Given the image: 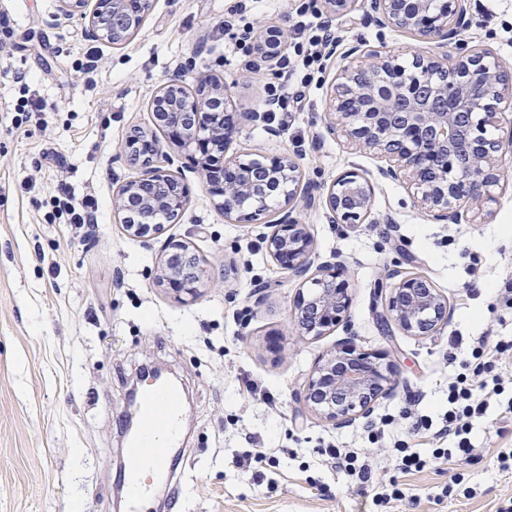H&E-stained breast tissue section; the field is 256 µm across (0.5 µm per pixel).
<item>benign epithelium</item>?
I'll list each match as a JSON object with an SVG mask.
<instances>
[{
    "instance_id": "benign-epithelium-1",
    "label": "benign epithelium",
    "mask_w": 512,
    "mask_h": 512,
    "mask_svg": "<svg viewBox=\"0 0 512 512\" xmlns=\"http://www.w3.org/2000/svg\"><path fill=\"white\" fill-rule=\"evenodd\" d=\"M64 17L78 14L86 21L88 34L119 44L137 27L129 9L130 0H57ZM467 0H371L375 21L381 26L406 30L421 41L456 45L452 56L421 57L415 61L417 76H405L396 58L375 49L364 54L375 58L370 66L345 70L343 82L325 116V128L336 133L342 125L349 138L364 149L378 150L388 159L379 174L398 181L407 176L421 189V208L442 224H465L469 213L488 199V188L498 181V162L512 152V128L501 137H484L486 127L498 123L499 112L512 109V78L505 67L490 62L483 49L456 40L471 26ZM283 32L260 36L255 70L281 50ZM181 85L162 87L152 102L156 125L167 130L184 147L208 152L213 175L209 183L221 196L224 216L254 219L274 199H294L298 172L288 159L260 161L249 165L223 158L224 146L237 135L244 122L266 120L264 112H233L226 101L224 85L213 83L186 101L176 98ZM155 141L152 132L130 137L124 149L144 169L137 181L122 186L115 207L123 215V227L131 237L149 246L164 225L157 221L160 208L179 214L186 195L171 194L172 171L157 165L156 154L141 144ZM325 205L334 221L361 224L372 213L374 185L357 171H347L322 189ZM270 257L289 276L311 280L315 292L299 294L294 322L302 336H321L347 324L352 303L349 288L337 281L339 255L314 264V248L306 225L292 215L272 225L264 237ZM164 252L182 255L174 268L163 263L158 281L178 292L191 293L201 280L198 254L183 243H168ZM385 282L378 285L382 322L388 328L415 336H431L448 321V300L422 276L400 266L387 268ZM395 384L392 361L379 354L342 347L321 359L303 386L300 397L306 406L338 426L352 424L372 414L374 401Z\"/></svg>"
}]
</instances>
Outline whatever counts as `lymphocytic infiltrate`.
<instances>
[{
	"mask_svg": "<svg viewBox=\"0 0 512 512\" xmlns=\"http://www.w3.org/2000/svg\"><path fill=\"white\" fill-rule=\"evenodd\" d=\"M293 30L295 54L277 58L280 69L291 74L292 80L288 86L273 85L268 91L270 105L276 112L300 111L307 86L300 74L320 61L321 48L331 36L328 22L318 18L298 21ZM467 351L460 372L448 380V407L439 420H432L411 405L402 410L403 417L411 421L413 436L431 438L434 447L430 452L396 439L392 433L393 420L387 416L367 426L369 435L382 444L379 455L368 456L360 449L338 445L325 448L326 466L359 486L372 487V502L378 512H389L391 504L406 496L396 477L383 478L382 470L393 468L399 474H409L422 471L432 463L459 466L478 456L471 433L476 419L483 417L491 403L512 384V341L493 343L487 337L475 336L468 340Z\"/></svg>",
	"mask_w": 512,
	"mask_h": 512,
	"instance_id": "obj_1",
	"label": "lymphocytic infiltrate"
}]
</instances>
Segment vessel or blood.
<instances>
[{
    "label": "vessel or blood",
    "instance_id": "obj_1",
    "mask_svg": "<svg viewBox=\"0 0 512 512\" xmlns=\"http://www.w3.org/2000/svg\"><path fill=\"white\" fill-rule=\"evenodd\" d=\"M140 405L145 426L129 442L127 469L122 476L128 488L127 512H148V488L152 481L171 478L165 451L178 443L179 403L173 385L148 384Z\"/></svg>",
    "mask_w": 512,
    "mask_h": 512
}]
</instances>
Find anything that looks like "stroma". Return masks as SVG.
<instances>
[{"label":"stroma","instance_id":"35a3bbf8","mask_svg":"<svg viewBox=\"0 0 512 512\" xmlns=\"http://www.w3.org/2000/svg\"><path fill=\"white\" fill-rule=\"evenodd\" d=\"M243 0H152L137 32L115 46L89 37L81 17L59 16L56 0H0V512H117L116 460L127 391L140 369L160 364L178 376L192 421L179 453L183 512H373L369 492L328 469L321 451L340 441L369 447L364 419L336 427L307 408L299 392L316 362L350 345L384 352L396 384L373 404L374 415H395L393 431L409 439L399 411L419 400L435 415L445 404L448 377L465 347L457 336L512 339V310L494 289L512 279V155L483 209L468 223L436 224L417 207L412 183L379 178L380 158L355 148L344 130L328 134L324 117L345 67L362 64L354 46L366 44L410 64L418 53L446 46L418 42L379 26L371 0H353L349 17L334 16L337 44L323 55L302 111L288 127L277 119L242 127L227 154L241 162L287 157L302 173L296 197L277 202L255 220L225 218L221 199L190 149L160 137L159 165L170 166L189 190L188 201L162 239L190 243L202 258L194 293H176L157 280L161 247L126 234L115 212L117 189L140 179L141 166L124 145L154 128L156 92L170 82L190 87L224 84L230 107L261 110L267 83H284L275 62L254 73V52L234 30L288 29L297 0H270L264 16L242 10ZM474 24L466 40L512 66V0H468ZM101 57L95 79L77 67L88 50ZM54 110L46 124L24 119L16 104L15 70ZM51 159L42 170L33 163ZM348 170L375 186L370 222L337 224L311 185L331 183ZM76 197L94 195L98 224L86 236L53 217L58 182ZM293 213L307 224L317 255L339 252L352 303L351 331L300 337L293 302L302 286L268 255L266 224ZM409 264L448 299V323L433 336L386 331L373 308V287L387 266ZM268 284L262 303L254 281ZM256 382L267 401L251 399ZM481 457L463 467L472 495L432 499L449 473L434 468L407 477L410 495L393 512H497L512 501V473L498 469L496 448L512 444V413L492 406L472 434ZM268 449L262 478L234 467L233 455Z\"/></svg>","mask_w":512,"mask_h":512}]
</instances>
